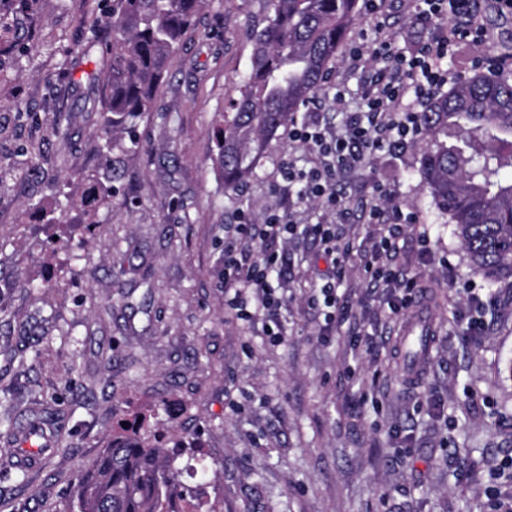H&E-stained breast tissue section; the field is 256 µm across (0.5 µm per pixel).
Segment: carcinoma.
<instances>
[{"label":"carcinoma","instance_id":"1","mask_svg":"<svg viewBox=\"0 0 512 512\" xmlns=\"http://www.w3.org/2000/svg\"><path fill=\"white\" fill-rule=\"evenodd\" d=\"M269 12L253 28L252 65L244 91L221 115L216 166L224 186L235 189L254 175L256 159L319 91L359 0H267ZM36 0H0V22L34 12ZM206 0H112L108 65L97 78L102 125L120 133L152 111L171 55ZM419 170L439 212L456 225L472 268L495 282L512 277V81L498 70L475 72L436 96L419 113ZM108 193L98 179L70 205L69 223L89 231ZM61 411L48 404L25 420L5 421L10 435L52 445L64 439ZM178 454L164 436L136 415L112 430L105 448L78 475L74 495L58 512H216L186 498Z\"/></svg>","mask_w":512,"mask_h":512}]
</instances>
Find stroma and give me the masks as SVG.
I'll return each mask as SVG.
<instances>
[{
    "instance_id": "stroma-1",
    "label": "stroma",
    "mask_w": 512,
    "mask_h": 512,
    "mask_svg": "<svg viewBox=\"0 0 512 512\" xmlns=\"http://www.w3.org/2000/svg\"><path fill=\"white\" fill-rule=\"evenodd\" d=\"M482 45H458L444 61L449 84L482 56L505 59L512 77V12L473 0ZM416 0H383L378 16L350 26L316 98L343 89L346 111L321 120L343 129L362 108L351 46L388 35L395 50L417 37ZM266 0H207L171 57L168 75L132 133L101 132L92 72L107 59L91 43L104 28L102 0H38L37 15L9 17L0 54V384L12 417L50 399L65 442L25 478L0 480V512H58L79 470L120 419L135 411L197 437L178 463L203 460V497L219 512H490L486 493L512 499V278L475 273L457 230L423 190L417 146L379 151L341 174L355 250L338 290L349 307L336 333L310 307L334 263L314 240L290 246V276L270 275L285 299L283 344L265 316L237 320L215 271L224 227L240 210L282 208L271 190L282 161L314 157L280 129L256 175L230 190L217 171L216 113L228 111L251 64V29ZM69 117L67 135L56 127ZM117 171L91 231L47 223L44 213L82 197L107 163ZM387 206L414 212L395 260L431 288L424 310L435 334L427 359L408 371L399 337L387 334L382 289H370L357 252L376 237L367 214L374 188ZM492 294L477 309L468 288ZM484 322L468 335L469 318ZM368 336L370 345L356 346ZM25 348L24 363L10 361Z\"/></svg>"
}]
</instances>
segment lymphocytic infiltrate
Listing matches in <instances>:
<instances>
[{"label":"lymphocytic infiltrate","instance_id":"obj_1","mask_svg":"<svg viewBox=\"0 0 512 512\" xmlns=\"http://www.w3.org/2000/svg\"><path fill=\"white\" fill-rule=\"evenodd\" d=\"M471 4L472 0H422L416 15L418 25L425 28L436 19L447 17V35L422 39L408 57L393 53L390 42L385 40L373 48L379 64L369 68L365 78L367 113H350L343 133L333 132L312 117L289 124V139L313 152L317 161L306 170L282 164L274 189L286 197L291 195L292 187H299L297 203L317 204L331 214V221L302 229L283 211H271L260 221L244 211L237 223L225 225L224 290L231 293V304L242 322H252L257 310L268 313L265 334L271 342L283 343L287 332L276 318L283 299L270 288L268 276L271 270L285 269L286 246L301 231L318 240L325 253L336 261L335 272L311 295V305L324 309L326 326L346 318L338 287L350 249L337 245L336 226L346 223L349 207L335 189L336 178L341 172L358 167L367 152L382 148L401 151L416 140L418 112L405 107L404 101L410 94L417 100H426L447 83L448 73L442 61L451 47L481 43L485 30L474 18ZM369 221L385 225L386 232L364 253L362 269L369 284L387 286L385 304L390 315L398 318L418 303L425 286L419 277L400 276L393 266L381 263L380 257L396 250L404 225L414 223L415 216L398 208L387 213L376 205L369 212Z\"/></svg>","mask_w":512,"mask_h":512}]
</instances>
